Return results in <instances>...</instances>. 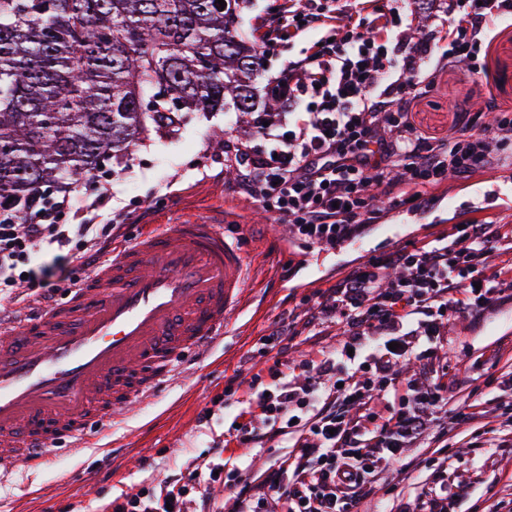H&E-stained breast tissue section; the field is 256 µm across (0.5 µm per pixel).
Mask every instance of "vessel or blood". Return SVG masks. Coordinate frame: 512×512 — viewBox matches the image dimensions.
<instances>
[{
  "label": "vessel or blood",
  "instance_id": "1",
  "mask_svg": "<svg viewBox=\"0 0 512 512\" xmlns=\"http://www.w3.org/2000/svg\"><path fill=\"white\" fill-rule=\"evenodd\" d=\"M253 267L221 225H145L65 304L0 321V474L53 441L121 420L204 360L239 310Z\"/></svg>",
  "mask_w": 512,
  "mask_h": 512
}]
</instances>
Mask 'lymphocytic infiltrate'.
<instances>
[{"instance_id": "f902f5d3", "label": "lymphocytic infiltrate", "mask_w": 512, "mask_h": 512, "mask_svg": "<svg viewBox=\"0 0 512 512\" xmlns=\"http://www.w3.org/2000/svg\"><path fill=\"white\" fill-rule=\"evenodd\" d=\"M399 0H359L338 20L322 0H283L261 25L263 47L312 29L326 43H311L288 58L269 83L283 110L257 116L255 149L236 135L224 142V168L235 173L244 198L288 225L290 240L321 247L358 237L380 214L373 195L391 206H427L449 176L468 179L512 163V108L488 99L486 112L458 110V131L434 137L412 120L415 101L445 69L483 71L480 53L495 22L512 18V0H448L430 34L407 40L412 10ZM80 189L55 196L38 191L21 209L0 207V293L13 316L36 310L78 284L70 266L90 270L126 238L123 223L62 224ZM512 246V226L487 215L451 225L434 239L373 256L310 300L302 325L283 321L264 336L273 349L298 328L341 322L346 348L370 350L369 375L342 376L338 355L302 370L301 385L283 383L258 395L257 422L238 428L237 444L253 448L268 433L287 435L289 407L310 409L294 455L267 471L259 493L232 483L231 509L200 495L192 512H349L353 501L384 468L399 459L426 427L427 413L447 403L444 384L430 380L404 400L398 366L432 357L445 321L479 314L492 304V285L512 278V263L491 274L482 267ZM404 401L389 416L376 400ZM362 416H352V407Z\"/></svg>"}]
</instances>
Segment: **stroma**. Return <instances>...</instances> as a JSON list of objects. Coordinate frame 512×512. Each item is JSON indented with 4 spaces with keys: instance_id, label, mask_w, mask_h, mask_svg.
Segmentation results:
<instances>
[{
    "instance_id": "obj_1",
    "label": "stroma",
    "mask_w": 512,
    "mask_h": 512,
    "mask_svg": "<svg viewBox=\"0 0 512 512\" xmlns=\"http://www.w3.org/2000/svg\"><path fill=\"white\" fill-rule=\"evenodd\" d=\"M480 58L484 75L448 71L417 101L418 126L432 135L447 134L455 104L468 100L476 112L490 93L512 106V20L495 25ZM235 119L229 109L186 113L168 137L135 146L122 164L103 162L86 178L80 207L63 218L67 224H83L119 211L135 237L146 224L222 220L227 236L244 241L254 266L223 343L195 374L179 377L124 421L92 424L90 447H75L73 438L62 437L53 442L45 469L21 466L1 476L0 512H111L110 503L121 493L143 488L163 497L219 462L225 465V478L261 477L285 455L282 438L245 448L230 437L236 426L248 422L256 393L277 384L274 361H288L293 368L288 379L296 381V367L319 363L341 347L344 336L340 326L327 323L279 349L264 348L261 337L289 314L304 313L313 291L335 285L362 262L364 253L378 255L432 239L477 209L512 223V210H502L497 195L502 186L512 187V168L506 166L470 182L449 179L447 192L424 212L377 200L382 219L365 229V252L345 243L332 249L287 243L286 227L273 214L244 202L224 170L225 127ZM494 298L484 313L452 321L438 338L434 357L401 368L400 382L428 376L446 383L448 403L436 411L421 441L404 449L400 460L372 482L361 512H394L401 502L418 512L423 490L440 484L464 488L450 512H485L491 503L500 512H512V285H497ZM473 401L479 418L459 421V410ZM207 409L213 417L205 421L201 414ZM85 475L93 477V484L82 483Z\"/></svg>"
}]
</instances>
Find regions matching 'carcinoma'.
Instances as JSON below:
<instances>
[{"label": "carcinoma", "mask_w": 512, "mask_h": 512, "mask_svg": "<svg viewBox=\"0 0 512 512\" xmlns=\"http://www.w3.org/2000/svg\"><path fill=\"white\" fill-rule=\"evenodd\" d=\"M0 0V204L76 183L181 114L144 112L152 91L185 112L230 106L249 123L258 47L236 31L247 0Z\"/></svg>", "instance_id": "1"}]
</instances>
